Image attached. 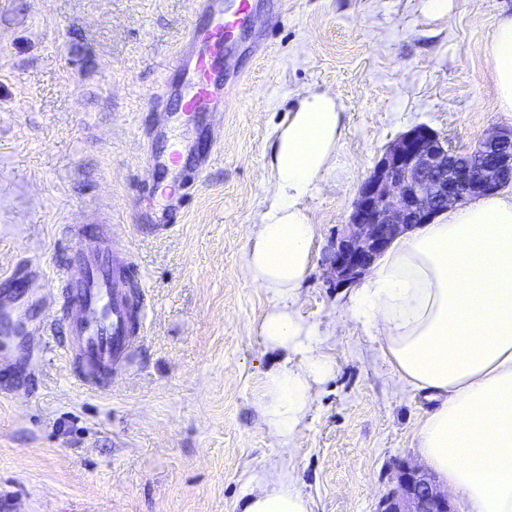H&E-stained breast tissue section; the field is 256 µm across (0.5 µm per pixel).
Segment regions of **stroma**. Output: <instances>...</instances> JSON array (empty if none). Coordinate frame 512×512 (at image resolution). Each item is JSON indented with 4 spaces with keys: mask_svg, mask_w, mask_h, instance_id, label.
Instances as JSON below:
<instances>
[{
    "mask_svg": "<svg viewBox=\"0 0 512 512\" xmlns=\"http://www.w3.org/2000/svg\"><path fill=\"white\" fill-rule=\"evenodd\" d=\"M250 4L222 114L189 122L173 59L203 20L195 0H0V274L30 256L41 268L11 308L23 335L0 340V512H241L251 474L285 461L313 512H377L400 461L419 460L432 403L348 320L327 257L399 134L424 123L467 148L512 128L482 53L512 0H448L444 16L424 0ZM308 89L337 98L342 138L339 168L304 202L318 236L297 310L329 329L335 367L285 449L259 403L279 363L259 335L272 301L240 265L276 131ZM175 143L179 162L159 169ZM183 171L196 183L171 218L161 192ZM66 224L112 225L150 302L142 347L95 391L72 378L64 334L47 348L37 334Z\"/></svg>",
    "mask_w": 512,
    "mask_h": 512,
    "instance_id": "1",
    "label": "stroma"
}]
</instances>
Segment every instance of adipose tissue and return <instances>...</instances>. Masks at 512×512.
Listing matches in <instances>:
<instances>
[{
    "instance_id": "adipose-tissue-1",
    "label": "adipose tissue",
    "mask_w": 512,
    "mask_h": 512,
    "mask_svg": "<svg viewBox=\"0 0 512 512\" xmlns=\"http://www.w3.org/2000/svg\"><path fill=\"white\" fill-rule=\"evenodd\" d=\"M483 52L499 108L512 112V15L500 17ZM340 141L336 97L300 95L277 132L273 194L241 266L273 301L260 335L286 359L267 373L260 402L285 445L306 420L313 384L333 371L319 352L326 329L296 305L317 233L302 202L335 168ZM347 316L378 338L407 387L435 399L416 434L421 461L466 512H512V194L448 208L397 237L350 295ZM250 483L243 512H312L292 470L258 472Z\"/></svg>"
}]
</instances>
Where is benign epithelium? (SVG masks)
<instances>
[{
	"label": "benign epithelium",
	"instance_id": "1",
	"mask_svg": "<svg viewBox=\"0 0 512 512\" xmlns=\"http://www.w3.org/2000/svg\"><path fill=\"white\" fill-rule=\"evenodd\" d=\"M511 182L512 130H494L458 151L429 126H413L387 146L360 185L329 253L331 283H358L400 234ZM379 512H451L448 490L421 466L403 463L397 488L380 500Z\"/></svg>",
	"mask_w": 512,
	"mask_h": 512
}]
</instances>
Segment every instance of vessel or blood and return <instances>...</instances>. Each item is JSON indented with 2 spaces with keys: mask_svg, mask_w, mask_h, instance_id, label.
Instances as JSON below:
<instances>
[{
  "mask_svg": "<svg viewBox=\"0 0 512 512\" xmlns=\"http://www.w3.org/2000/svg\"><path fill=\"white\" fill-rule=\"evenodd\" d=\"M199 11L208 13L205 27H192L185 45L194 52V79L183 100V113L193 116L215 102L220 79L217 59L225 43L250 16L249 0H236L224 9L220 0H200ZM62 237L76 240L75 264L60 263L55 272L58 321L48 322L43 333L55 335L64 328L71 372L83 387L97 388L105 377L120 370L145 333L147 295L141 290L140 272L130 248L112 232L81 236L64 225Z\"/></svg>",
  "mask_w": 512,
  "mask_h": 512,
  "instance_id": "b4317fda",
  "label": "vessel or blood"
}]
</instances>
